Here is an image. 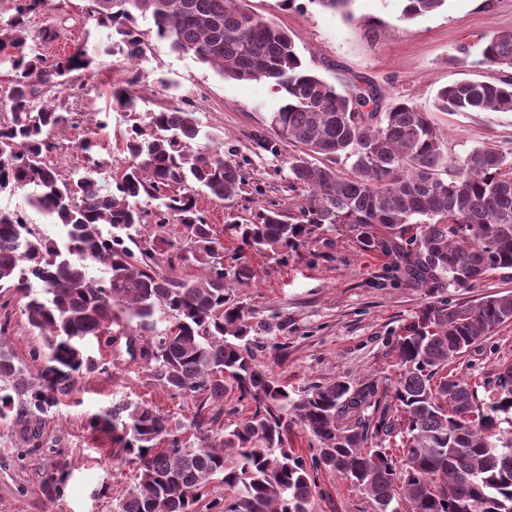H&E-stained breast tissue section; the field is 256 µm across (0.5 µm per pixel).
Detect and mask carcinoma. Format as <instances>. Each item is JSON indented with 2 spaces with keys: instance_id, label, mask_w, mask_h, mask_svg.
Segmentation results:
<instances>
[{
  "instance_id": "1",
  "label": "carcinoma",
  "mask_w": 512,
  "mask_h": 512,
  "mask_svg": "<svg viewBox=\"0 0 512 512\" xmlns=\"http://www.w3.org/2000/svg\"><path fill=\"white\" fill-rule=\"evenodd\" d=\"M414 18L445 0H401ZM48 0H15L0 26V60L10 74L0 87V193H25L28 205L56 226L52 237L18 210L0 209V290L26 299L29 325L42 337L32 371L6 348L0 331V421L38 426L94 368L86 344L123 338L131 357L161 384L186 396L224 401L227 387L255 404L252 415L224 426L217 439L200 430L183 444L153 406L126 403L96 414L92 428L112 432L113 456L136 469V483L115 512H196L219 479L228 494L221 512H315V472L352 484L375 512H512V364L497 370L494 398L479 400L470 382L448 370L468 350L512 322V294L475 304L427 303L392 342L401 369L390 391L375 381H344L294 396L257 362L250 333L255 311L224 288L253 270L224 266L195 194L230 200L245 182L240 165L204 130L186 103L147 112L127 131V165L109 179L91 169L64 177L47 161L60 130L77 124L46 94L89 66L86 52L47 64L29 44V14ZM88 13L112 29V49L128 61L142 52L138 19L158 39L226 78L268 80L285 104L271 127L297 147L288 185L309 191L298 212L258 211L247 224L225 225L241 246L277 257L337 224L361 247L390 260L410 286L441 281L471 288L512 269V162L493 147L448 157L430 113L398 98L378 111L382 93L369 85L342 94L309 70L293 36L240 0H88ZM482 63L512 70V31L490 36ZM131 78L112 88L117 106L134 112L141 94ZM441 112H512V79L462 80L439 89ZM352 160L341 172V159ZM147 195L155 209L138 206ZM179 224L177 242L166 233ZM200 266L174 275L175 261ZM319 445L306 461L288 447V422Z\"/></svg>"
}]
</instances>
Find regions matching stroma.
<instances>
[{"label": "stroma", "mask_w": 512, "mask_h": 512, "mask_svg": "<svg viewBox=\"0 0 512 512\" xmlns=\"http://www.w3.org/2000/svg\"><path fill=\"white\" fill-rule=\"evenodd\" d=\"M247 8L270 17L292 33L304 65L338 91L375 85L384 103L404 97L430 112L446 137L448 154L459 158L472 149L492 146L512 158V112H439L434 107L439 88L460 80L489 81L498 70L480 64L486 37L512 31V0H446L423 16L405 20L401 0H354L353 20L323 9L317 0H246ZM61 31L57 41L41 42L47 59L85 47L93 62L70 74L58 95L64 109L80 113L79 128L59 134V149L51 159L62 174L85 165L77 142L96 139L104 168L125 162V134L132 114L111 108L114 86L138 78L145 95L138 112L158 111L190 100L205 130L222 143L224 154L247 174L243 191L230 201L199 196L197 206L214 235L224 242V263L240 257L252 268V279L228 281L234 297L257 309L260 321L270 323L257 360L289 389L346 381L357 386L376 381L393 389L399 369L390 341L399 327L427 302L468 304L489 296L512 293V270L489 276L473 288L432 284L411 288L396 281L388 261L363 250L345 225L312 236L287 260L277 261L240 249L225 236V225L248 223L262 207L275 204L297 210L305 190L288 191L291 145L278 141L270 117L283 103L277 87L268 81L239 82L221 76L209 65L178 53L158 40L150 21L139 28L143 54L129 62L119 53L105 54L111 31L85 12V0H49L30 15L28 27L38 37L44 27ZM108 113L106 128L96 126L98 113ZM275 147L264 150L257 137ZM0 326L8 333L7 347L22 363L42 340L24 313L21 294H0ZM87 353L98 368L75 379L70 398L45 417L37 438L27 437L22 422L0 421V512H113L133 485L131 466L112 461V439L89 426L92 415L112 405L148 402L183 425L195 414L206 419V430L223 431L225 424L250 415L253 406L228 390L223 405L202 403L200 397L165 389L151 369L133 360L125 343L107 347L90 344ZM512 363V324L502 326L454 364L456 373L477 384L480 397L494 388L500 364ZM315 512H374L370 500L350 482L331 473H319Z\"/></svg>", "instance_id": "1"}]
</instances>
